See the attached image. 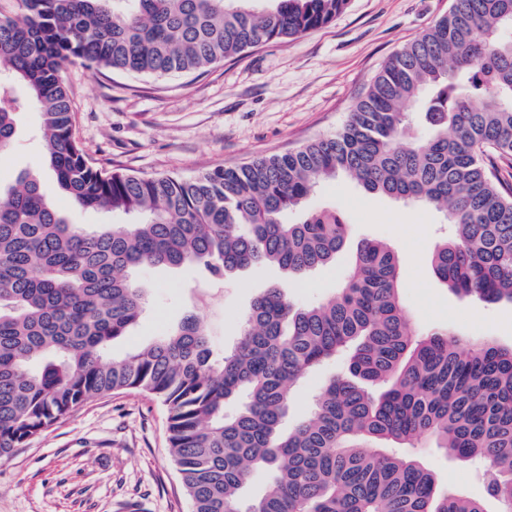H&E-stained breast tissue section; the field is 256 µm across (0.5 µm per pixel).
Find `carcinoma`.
Here are the masks:
<instances>
[{
	"label": "carcinoma",
	"mask_w": 512,
	"mask_h": 512,
	"mask_svg": "<svg viewBox=\"0 0 512 512\" xmlns=\"http://www.w3.org/2000/svg\"><path fill=\"white\" fill-rule=\"evenodd\" d=\"M18 0L0 15V151L22 103L39 109L45 160L82 208L129 224H70L38 176L0 185V460L86 401L137 389L166 410L169 454L193 512H488L403 452L426 440L484 462L487 498L512 512V345L419 331L403 310L394 249L362 240L336 293L310 306L280 288L256 297L236 345L214 351L195 313L124 356L143 312V266L211 276L275 267L290 277L349 245L334 208L302 209L346 176L405 206L441 212L450 235L435 275L462 297L512 303V184L485 152L512 159V0H453L398 49L327 137L203 173L141 177L95 166L72 136L62 68L79 60L164 77L242 56L331 23L349 0ZM419 105L429 134L405 136ZM298 211L295 222L285 220ZM338 356L347 373L284 429L299 381ZM238 402L225 413V405ZM257 472L264 494L243 497Z\"/></svg>",
	"instance_id": "obj_1"
}]
</instances>
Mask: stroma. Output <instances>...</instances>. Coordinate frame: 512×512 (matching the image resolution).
Here are the masks:
<instances>
[{"label": "stroma", "mask_w": 512, "mask_h": 512, "mask_svg": "<svg viewBox=\"0 0 512 512\" xmlns=\"http://www.w3.org/2000/svg\"><path fill=\"white\" fill-rule=\"evenodd\" d=\"M451 4L349 0L322 28L193 74L93 73L72 61L63 77L73 136L96 165L146 177L190 179L294 150L334 134L385 61L446 15ZM15 93L26 105L15 115L12 146L0 154V182L27 170L40 175L71 223L90 229L124 223L123 215L76 207L58 188L45 163L39 114L24 85H16ZM307 205L341 211L351 243L377 239L394 247L402 305L418 329L446 327L464 339L512 343V304L457 296L435 276L431 255L446 227L433 209L403 206L344 179L320 183ZM346 265L341 259L298 278L270 267L209 279L192 267L141 268L136 277L149 289L144 310L114 351L140 349L190 310L217 350L230 349L261 289L276 286L297 305H312L335 293ZM344 369L339 358L304 378L286 426L306 419L321 387ZM167 437L164 408L140 391L88 400L0 460V512H191ZM417 455L440 491L484 497L472 463L448 458L430 442Z\"/></svg>", "instance_id": "35a3bbf8"}]
</instances>
